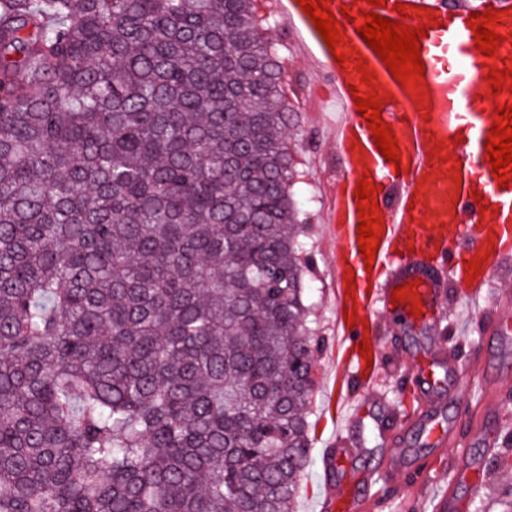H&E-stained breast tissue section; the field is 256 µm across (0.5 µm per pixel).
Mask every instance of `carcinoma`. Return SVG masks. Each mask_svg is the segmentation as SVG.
Here are the masks:
<instances>
[{
    "mask_svg": "<svg viewBox=\"0 0 512 512\" xmlns=\"http://www.w3.org/2000/svg\"><path fill=\"white\" fill-rule=\"evenodd\" d=\"M259 0H0V512H293L307 254Z\"/></svg>",
    "mask_w": 512,
    "mask_h": 512,
    "instance_id": "carcinoma-1",
    "label": "carcinoma"
}]
</instances>
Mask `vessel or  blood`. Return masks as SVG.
I'll return each instance as SVG.
<instances>
[{
    "instance_id": "vessel-or-blood-1",
    "label": "vessel or blood",
    "mask_w": 512,
    "mask_h": 512,
    "mask_svg": "<svg viewBox=\"0 0 512 512\" xmlns=\"http://www.w3.org/2000/svg\"><path fill=\"white\" fill-rule=\"evenodd\" d=\"M370 7L368 0H325L332 16L349 8L337 50H330L298 0H273L272 6L289 22L309 54L330 76L334 99L342 114L336 125L334 144L338 166L336 187L329 194L326 222L332 244L334 271L333 305L336 318V384L343 397L344 386L359 379L364 389L357 402L344 401L339 422L361 434L335 448L325 449L321 469L327 494L322 512H371L373 471H350V462L366 455L370 439L385 443L381 455L386 473L396 477L406 471V449L389 447L390 418L395 408L377 384L388 354L378 337L384 319L400 326L447 328L436 337L428 365L417 368L425 407L419 426L443 447L456 432L455 415L464 403L463 389L472 373L447 358L448 335L461 332L458 323H447L444 287L455 279L467 280L466 292L479 298L489 292L501 268L512 264V188H501L493 176L485 144L503 94L490 90V70H512V7L501 0H484L481 9L498 10L496 25L503 42L495 55L486 57L476 48L467 20L472 12L465 0H400L406 10L397 13L395 3ZM390 20L403 19L405 26L427 25L421 38V61L425 65L418 93L408 92L392 75L374 49L361 37L355 21L363 11ZM346 53L347 66H340L336 52ZM365 63L374 73L366 85L357 65ZM381 95L380 116L389 125L399 146L401 162L386 161L377 150L366 118L354 102L355 94ZM375 185L383 218L381 242L373 267H366L359 250L360 223L356 187L361 178ZM482 257L477 277H469L467 261ZM354 282L346 293V282ZM405 286L409 295L393 302L395 288ZM355 302L353 324H346L348 302ZM420 303L419 314L410 311ZM368 339L369 353L358 344Z\"/></svg>"
}]
</instances>
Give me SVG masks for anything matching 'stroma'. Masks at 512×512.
<instances>
[{"instance_id":"1","label":"stroma","mask_w":512,"mask_h":512,"mask_svg":"<svg viewBox=\"0 0 512 512\" xmlns=\"http://www.w3.org/2000/svg\"><path fill=\"white\" fill-rule=\"evenodd\" d=\"M265 38L279 44L288 59V100L290 102V150L298 160L303 181L296 190L306 197L300 219L306 226L309 268L305 275L308 285L305 303L308 320L315 335L325 345L314 358L317 390L309 410L311 457L302 477L295 501V512H319L324 496V482L320 476V452L336 445V401L333 397L336 379L335 316L333 310L332 270L327 241L325 206L336 172V152L329 136V120L336 113L323 103L326 88L319 81L318 67L303 52L296 35L285 24H267ZM489 298H470L460 286L448 288L445 311L449 319L466 324L467 329L455 340V354L461 365L473 367L474 378L466 391L465 408L484 405L485 382L505 383V395L512 396V330L497 341H490L483 324L474 318L481 310L490 308L494 294L512 293V265L499 271L491 287ZM383 336L392 337L401 345V352L393 353L383 370L381 384L396 399L397 411L411 410L417 392L416 384L408 375L415 355L427 348L426 334L383 328ZM397 430L402 445L409 451V468H423L428 477L426 486L417 487L400 477L393 481L381 480L373 491L381 500L380 512H432L437 496L447 486H454L461 503L460 512H502L498 497L504 484H512V469L490 470L486 460L475 459V447L469 438L466 423H459L453 443L443 448L427 445L420 427L414 422L398 421ZM470 463L467 479H460L461 466Z\"/></svg>"}]
</instances>
